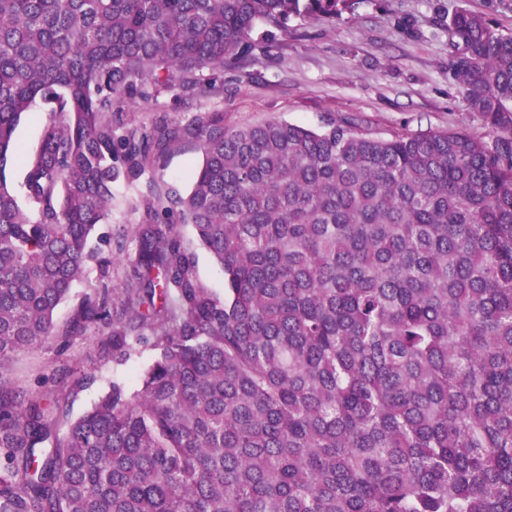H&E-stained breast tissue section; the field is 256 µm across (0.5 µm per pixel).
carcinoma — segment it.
<instances>
[{"mask_svg": "<svg viewBox=\"0 0 512 512\" xmlns=\"http://www.w3.org/2000/svg\"><path fill=\"white\" fill-rule=\"evenodd\" d=\"M351 5L0 0V371L91 327L116 362L158 350L139 390L114 383L76 418L0 378V512H512V35L448 18L476 127L113 119L128 97L215 87L259 22ZM36 108L17 191L6 168ZM184 138L202 154L190 190L151 191L118 235L123 287L58 323L112 184ZM40 114L25 117L17 129V143L26 151H32L39 139L41 120ZM181 230L185 238L192 243L196 253L198 273L201 281L217 296L224 298V270L208 251L198 244L190 226H185Z\"/></svg>", "mask_w": 512, "mask_h": 512, "instance_id": "cac0c4a2", "label": "carcinoma"}]
</instances>
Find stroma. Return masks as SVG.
Instances as JSON below:
<instances>
[{
    "label": "stroma",
    "mask_w": 512,
    "mask_h": 512,
    "mask_svg": "<svg viewBox=\"0 0 512 512\" xmlns=\"http://www.w3.org/2000/svg\"><path fill=\"white\" fill-rule=\"evenodd\" d=\"M459 10L485 15L512 33V0H355L352 10L330 25L303 18L289 19L282 28L258 25L253 51L225 63L214 89L194 97L175 89L163 92L157 110L181 125L220 112L228 127L276 119L315 129L336 116L385 137L468 125L467 103L448 69L452 50L446 24ZM201 159L195 141L187 139L139 178L114 183L112 219L95 232L110 265L105 270L89 265L71 300L59 308V321L68 320L77 300L101 285L122 284L128 265L112 256L107 239L140 219L151 188L187 192ZM101 341L92 329L67 350L49 344L20 355L4 375L25 396L53 390L72 415H80L111 383L139 390L140 375L156 356L141 346L118 364L103 356Z\"/></svg>",
    "instance_id": "obj_1"
}]
</instances>
